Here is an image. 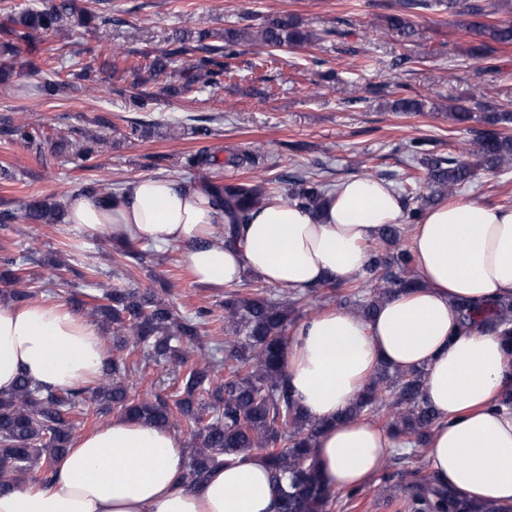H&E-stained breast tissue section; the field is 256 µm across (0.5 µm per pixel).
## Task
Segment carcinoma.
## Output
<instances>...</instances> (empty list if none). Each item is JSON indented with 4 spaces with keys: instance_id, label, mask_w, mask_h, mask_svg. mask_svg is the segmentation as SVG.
I'll use <instances>...</instances> for the list:
<instances>
[{
    "instance_id": "1",
    "label": "carcinoma",
    "mask_w": 512,
    "mask_h": 512,
    "mask_svg": "<svg viewBox=\"0 0 512 512\" xmlns=\"http://www.w3.org/2000/svg\"><path fill=\"white\" fill-rule=\"evenodd\" d=\"M436 6L470 17L467 25L484 34L490 42L481 41L469 47L474 59L490 57L491 43L512 44V23L491 24L484 21L492 12H512V0H402L403 12L387 17L388 29L407 40L414 35L409 14ZM112 23V16L79 7L74 0H59L50 8H28L7 15L0 22V46L8 60L0 65V84L23 72H36L49 61L33 43V34L52 33L64 50L74 28L93 22ZM209 34L198 36L177 34L167 48L154 55L143 54L137 60L131 53L112 50L110 60L102 63L117 72L134 73L139 84L146 86L162 75L175 81L164 91L184 95L201 87L220 84V77L231 72V61L241 54V47L257 44L269 48L303 46L322 39V35L306 29L291 14H275L252 30L250 27L229 28L219 36L221 43L209 44ZM66 89L78 86L66 81H46L40 86L42 96L52 99ZM153 94L144 91L129 99L135 112L153 111ZM395 112H422L425 102L408 96L392 101ZM448 119L459 124L477 121L486 129L466 147L448 155L427 153L423 143L412 142L413 152L420 156L419 167L401 178L404 192L401 200L408 224H417L434 202L452 195L474 181L482 171L501 173L512 169V134L498 127L512 124V112L496 111L481 106L448 104ZM214 117L188 116L178 126L198 137L213 135ZM5 134L24 144L36 141L37 132L26 124L10 125ZM108 143L105 134L90 133L75 141V155L88 161ZM218 160L200 151L182 157L181 167L192 174V181L209 192L217 210L227 224L220 235L233 243L238 228L247 223L251 212L271 196L270 181H224L217 170ZM301 188L288 197L315 215L326 205L329 190L324 182L311 176L299 178ZM28 221L57 224L63 216L62 206L52 196L27 200L18 211L0 212V224H9L16 213ZM401 228L387 224L383 228L382 247L368 250L364 268L341 283L327 282L323 287L336 291L338 305L347 307L364 319L372 318L381 303L391 295L420 286L415 274L411 250L401 244ZM38 251L29 247L16 257L3 259L0 301L24 302L33 296L25 290L9 288L22 279L24 266L32 263ZM375 282L376 292L365 297L359 288ZM348 284L349 291L339 292ZM98 294L74 292L68 302L83 310L102 328L112 331V342L121 350L128 344L139 345L144 357L157 366L173 363L177 375L173 384L150 389L135 397L129 394L128 381L137 375L140 364L124 355H113L111 368L93 387L53 393L45 392L26 378L18 381L13 392L0 395V491L17 489L27 475L42 479L50 476L54 463L69 447L77 416L85 414L89 405L103 415L114 409L136 420H145L170 428L183 421L191 437L183 484L194 486L213 469L224 465L230 457L247 454L249 449L263 451L275 492L276 512H332L334 499L324 484L313 457L312 448L322 424L303 413L288 389L281 362L286 332L301 309L307 314L319 311V288L291 291L276 295L265 288L247 293L230 292L224 298V347L205 349L200 345L201 329L208 324L211 310L199 307L193 315L181 316L152 288L114 286L104 288L99 282H88ZM461 326H483L501 330L512 339V299L488 305L469 302L459 304ZM224 351V359L217 353ZM425 373L422 370L402 372L383 364L342 419L362 417L383 411L388 428L414 446V453L401 458L419 463L421 450L437 424L434 411L422 400ZM210 401H205L204 396ZM413 476L403 486L409 512H512L488 502L474 503L443 486L431 475H420V469L408 471Z\"/></svg>"
}]
</instances>
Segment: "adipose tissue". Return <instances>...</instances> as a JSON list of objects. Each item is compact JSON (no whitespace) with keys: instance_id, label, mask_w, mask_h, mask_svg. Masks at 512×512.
I'll return each mask as SVG.
<instances>
[{"instance_id":"adipose-tissue-1","label":"adipose tissue","mask_w":512,"mask_h":512,"mask_svg":"<svg viewBox=\"0 0 512 512\" xmlns=\"http://www.w3.org/2000/svg\"><path fill=\"white\" fill-rule=\"evenodd\" d=\"M402 205L385 183L352 177L321 216L274 197L225 246L222 218L200 186L140 176L118 192L66 200L68 223L117 244L182 248L197 283L232 288L245 273L288 289L357 273L368 245L398 223ZM411 249L422 286L399 292L369 321L335 307L300 321L282 358L298 406L321 422L313 455L332 491L363 487L400 442L391 431L338 416L379 364L425 372L424 402L439 418L428 443L431 474L462 496L512 507V342L462 330L457 303L512 296V210L460 200L430 208ZM110 355L100 331L62 302L0 303V394L27 378L48 392L92 384ZM184 443L173 431L125 416L75 436L51 481L0 494V512H274L267 463L230 460L201 484L182 483Z\"/></svg>"}]
</instances>
